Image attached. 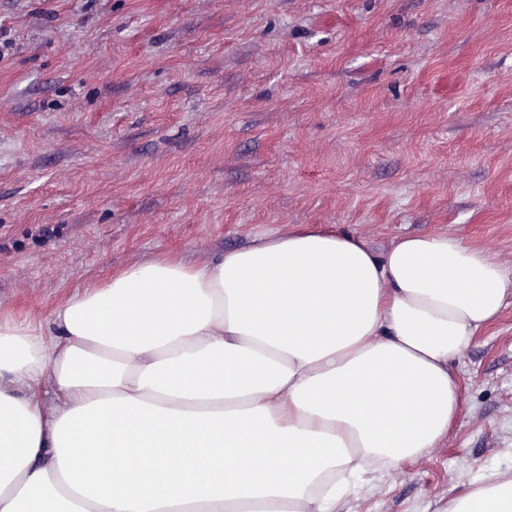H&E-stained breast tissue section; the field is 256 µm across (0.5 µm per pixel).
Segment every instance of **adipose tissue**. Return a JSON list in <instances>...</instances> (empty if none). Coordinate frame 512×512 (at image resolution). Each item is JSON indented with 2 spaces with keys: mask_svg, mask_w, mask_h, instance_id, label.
I'll list each match as a JSON object with an SVG mask.
<instances>
[{
  "mask_svg": "<svg viewBox=\"0 0 512 512\" xmlns=\"http://www.w3.org/2000/svg\"><path fill=\"white\" fill-rule=\"evenodd\" d=\"M511 300L452 234L291 227L131 264L45 330L0 318V512H332L447 434L449 364ZM447 512H512V471Z\"/></svg>",
  "mask_w": 512,
  "mask_h": 512,
  "instance_id": "1",
  "label": "adipose tissue"
}]
</instances>
